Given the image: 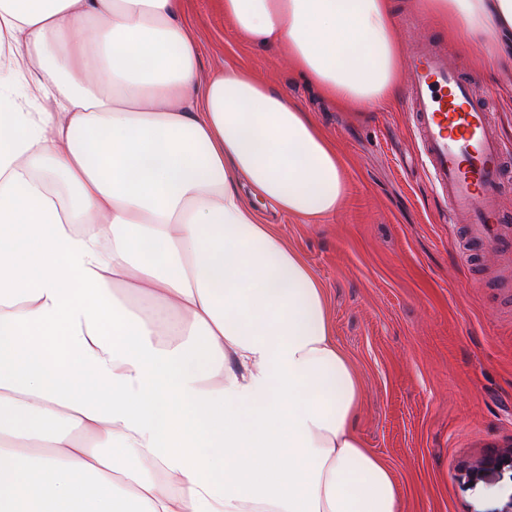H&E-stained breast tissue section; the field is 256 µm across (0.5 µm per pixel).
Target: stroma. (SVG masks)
Masks as SVG:
<instances>
[{
  "mask_svg": "<svg viewBox=\"0 0 512 512\" xmlns=\"http://www.w3.org/2000/svg\"><path fill=\"white\" fill-rule=\"evenodd\" d=\"M406 49H441L495 107L512 154V79L459 54L411 0H398ZM200 47L201 78L238 63L309 109L345 159L336 216L303 224L269 214L284 242L321 279L339 347L362 386L356 432L390 467L402 512H507L512 467L468 480L481 458L512 446V268L495 250L467 254L433 185L411 111L347 112L324 101L275 50L239 40L215 0H182Z\"/></svg>",
  "mask_w": 512,
  "mask_h": 512,
  "instance_id": "1",
  "label": "stroma"
}]
</instances>
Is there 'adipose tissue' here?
<instances>
[{
    "instance_id": "1",
    "label": "adipose tissue",
    "mask_w": 512,
    "mask_h": 512,
    "mask_svg": "<svg viewBox=\"0 0 512 512\" xmlns=\"http://www.w3.org/2000/svg\"><path fill=\"white\" fill-rule=\"evenodd\" d=\"M344 110L398 97L394 0H219ZM181 0H0V512H401L323 283L346 168ZM512 73V0H418ZM262 200L247 206L241 187Z\"/></svg>"
}]
</instances>
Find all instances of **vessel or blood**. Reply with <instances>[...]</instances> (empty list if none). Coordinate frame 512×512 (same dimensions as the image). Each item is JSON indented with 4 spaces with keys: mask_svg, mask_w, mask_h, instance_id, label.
<instances>
[{
    "mask_svg": "<svg viewBox=\"0 0 512 512\" xmlns=\"http://www.w3.org/2000/svg\"><path fill=\"white\" fill-rule=\"evenodd\" d=\"M422 152L470 244L512 253V225L501 213L507 177L489 105L474 101L456 62L431 49L404 60Z\"/></svg>",
    "mask_w": 512,
    "mask_h": 512,
    "instance_id": "obj_1",
    "label": "vessel or blood"
}]
</instances>
